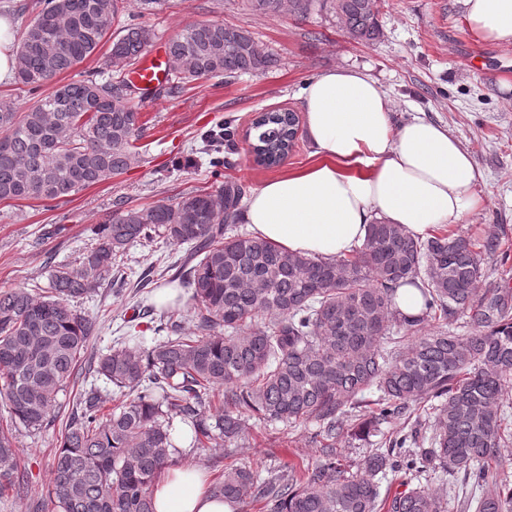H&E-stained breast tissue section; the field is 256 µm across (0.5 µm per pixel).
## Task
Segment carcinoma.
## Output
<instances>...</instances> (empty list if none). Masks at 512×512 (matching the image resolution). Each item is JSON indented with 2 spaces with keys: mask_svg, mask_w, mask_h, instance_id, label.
<instances>
[{
  "mask_svg": "<svg viewBox=\"0 0 512 512\" xmlns=\"http://www.w3.org/2000/svg\"><path fill=\"white\" fill-rule=\"evenodd\" d=\"M252 12L305 19L317 0H247ZM349 38L381 34L377 0H332ZM125 0H46L23 27L16 80L32 91L94 56L119 22ZM147 26L112 39V72L58 84L27 111L0 99V201L55 200L127 171L139 156L138 107L121 75L150 45ZM167 93L185 85L264 74L277 59L253 33L219 21L190 25L167 44ZM257 131V162H284L298 117L271 111ZM242 186L195 193L147 208L117 209L93 229L78 265L47 266V283L0 290V494L26 485L17 430L39 432L61 408L60 393L88 373L112 384V408L97 387L72 401L53 453L47 498L54 512H154L153 485L180 465L172 436L179 418L192 447L238 446L251 419L293 428L318 424L319 459L298 472L267 474L226 463L210 492L263 512H512V288L476 284L482 255L499 242L448 232L422 239L374 218L348 257L290 253L248 232ZM189 245L178 275L191 289L197 333L178 310L164 312L170 334L149 348L120 337L105 354L88 352L97 317L70 301L112 284L126 249L138 243ZM423 303L408 316L399 287ZM466 317V331L453 324ZM437 325L425 331L429 323ZM376 398L365 399V392ZM222 393L211 413L213 398ZM416 416L401 436L352 462L336 440H365L381 425ZM429 423L430 433L423 432ZM439 472L448 490L420 483ZM406 489L381 495L388 476ZM417 485H412V482ZM396 303L404 314L415 315L419 313L422 306L421 294L416 286L403 285L398 290Z\"/></svg>",
  "mask_w": 512,
  "mask_h": 512,
  "instance_id": "1",
  "label": "carcinoma"
}]
</instances>
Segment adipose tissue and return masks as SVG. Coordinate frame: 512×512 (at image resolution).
<instances>
[{
  "label": "adipose tissue",
  "instance_id": "obj_1",
  "mask_svg": "<svg viewBox=\"0 0 512 512\" xmlns=\"http://www.w3.org/2000/svg\"><path fill=\"white\" fill-rule=\"evenodd\" d=\"M472 35L512 47V0H462ZM305 126L316 159L253 189L241 220L291 253L345 256L362 246L373 216L417 236L460 223L479 207L483 178L447 128L417 116L395 122L368 74L329 71L307 86ZM155 512H234L212 496L203 470L173 468L153 488Z\"/></svg>",
  "mask_w": 512,
  "mask_h": 512
}]
</instances>
